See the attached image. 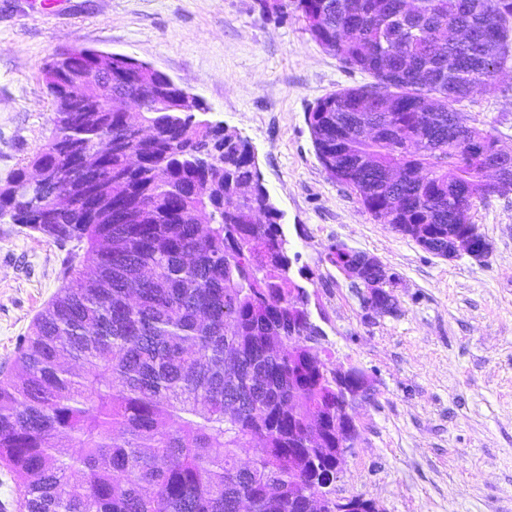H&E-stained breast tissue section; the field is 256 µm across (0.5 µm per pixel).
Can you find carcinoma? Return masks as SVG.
I'll return each instance as SVG.
<instances>
[{"instance_id":"carcinoma-1","label":"carcinoma","mask_w":512,"mask_h":512,"mask_svg":"<svg viewBox=\"0 0 512 512\" xmlns=\"http://www.w3.org/2000/svg\"><path fill=\"white\" fill-rule=\"evenodd\" d=\"M265 16L301 13L304 30L371 82L307 113L316 155L378 221L446 258L483 189V161L448 140V115L512 70V0H258ZM99 51L56 54L45 69L50 136L0 187L6 219L68 251L65 285L19 340L18 375L0 379V467L25 512H303L293 495L335 488L336 405L364 373L336 382L321 330L293 278L296 258L251 143L177 108L168 76L112 62L114 100L74 98ZM55 181L31 183L29 169ZM87 245L84 254L78 250ZM84 258L87 275L75 261ZM342 242L325 260L364 268L368 315H395L400 277ZM73 360L85 367L75 374ZM322 445L288 458L313 420ZM346 512H379L361 495Z\"/></svg>"}]
</instances>
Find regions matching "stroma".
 I'll use <instances>...</instances> for the list:
<instances>
[{"mask_svg": "<svg viewBox=\"0 0 512 512\" xmlns=\"http://www.w3.org/2000/svg\"><path fill=\"white\" fill-rule=\"evenodd\" d=\"M74 47L149 64L254 146L321 345L371 387L338 494H365L382 512H512V192L469 213L491 245L482 260L433 255L374 220L326 173L306 121L367 75L312 41L297 13L281 22L256 0H0V185L45 143L43 70ZM464 109L512 147V72ZM339 241L400 275L398 315L366 316L324 260ZM64 257L0 223V373L13 372L20 337L62 288Z\"/></svg>", "mask_w": 512, "mask_h": 512, "instance_id": "obj_1", "label": "stroma"}]
</instances>
